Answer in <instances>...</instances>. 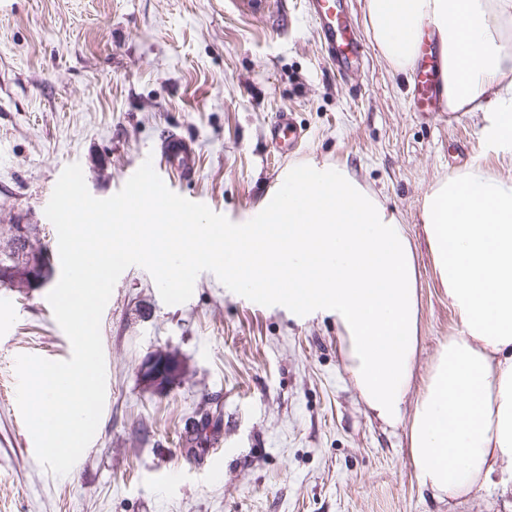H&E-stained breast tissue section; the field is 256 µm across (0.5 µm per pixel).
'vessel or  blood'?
Here are the masks:
<instances>
[{
  "label": "vessel or blood",
  "instance_id": "1",
  "mask_svg": "<svg viewBox=\"0 0 512 512\" xmlns=\"http://www.w3.org/2000/svg\"><path fill=\"white\" fill-rule=\"evenodd\" d=\"M346 0H311L307 13L316 26L320 41L330 62L342 76L353 74L363 58L362 40L347 18ZM441 65L432 47H425L413 69L415 109L422 113L442 111L440 96ZM269 137L280 151L294 149L302 137L293 112L281 111L269 128ZM163 159L181 177L194 175L197 151L191 141L179 133L165 136L159 146ZM124 198L161 206L181 223H194L196 207L175 195L163 179L154 162L147 161L135 168L127 177ZM101 201L91 200L82 190L79 180L67 177L54 191L50 219L56 226V247L60 257H67L71 250L74 225L83 223L86 216L104 209Z\"/></svg>",
  "mask_w": 512,
  "mask_h": 512
}]
</instances>
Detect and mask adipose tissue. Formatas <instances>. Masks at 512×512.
<instances>
[{"label": "adipose tissue", "mask_w": 512, "mask_h": 512, "mask_svg": "<svg viewBox=\"0 0 512 512\" xmlns=\"http://www.w3.org/2000/svg\"><path fill=\"white\" fill-rule=\"evenodd\" d=\"M367 35L394 71L407 72L432 38L451 112L483 113L489 146L512 152V0H364ZM280 196L264 198L222 248L207 224L136 211L120 231L86 224L73 240L75 295L84 306L133 251L168 274L223 259L245 287L286 297L301 313L335 316L342 362L370 416L403 427L419 484L461 499L499 478L512 494V179L470 167L438 177L421 203L433 271L459 330L437 352L414 406L420 345V269L401 216L347 166L289 164ZM64 366L27 363L23 396L55 463L74 464L99 413L93 334Z\"/></svg>", "instance_id": "adipose-tissue-1"}]
</instances>
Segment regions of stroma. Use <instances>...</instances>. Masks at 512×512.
Wrapping results in <instances>:
<instances>
[{"label":"stroma","instance_id":"1","mask_svg":"<svg viewBox=\"0 0 512 512\" xmlns=\"http://www.w3.org/2000/svg\"><path fill=\"white\" fill-rule=\"evenodd\" d=\"M283 109L305 132L287 156L268 144ZM483 125L471 112H414L409 74L371 45L341 81L306 0L266 18L233 0H0V248L27 224L53 249V189L73 171L86 195L116 201L99 223H123L128 174L158 160L172 131L199 151L197 175L173 184L199 202L202 223H241L289 162L315 159L347 166L419 243L438 176L478 162L512 177V153L488 146ZM52 264L40 289L0 286V512H512L491 484L462 503L419 486L403 429L366 413L334 316H298L220 263L197 266L175 299L137 252L114 269L92 328L96 439L58 471L30 444L20 371L73 356L56 299L70 265ZM419 266L421 379L459 325L427 250ZM155 352L183 369L163 391L140 376Z\"/></svg>","mask_w":512,"mask_h":512}]
</instances>
